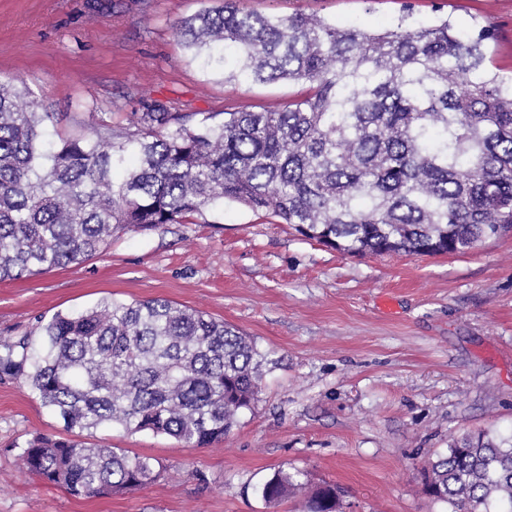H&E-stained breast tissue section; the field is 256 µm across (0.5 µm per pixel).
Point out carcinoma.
<instances>
[{"label":"carcinoma","mask_w":512,"mask_h":512,"mask_svg":"<svg viewBox=\"0 0 512 512\" xmlns=\"http://www.w3.org/2000/svg\"><path fill=\"white\" fill-rule=\"evenodd\" d=\"M239 0L184 19L186 47L233 51L241 76L306 91L280 110L133 113L122 141L45 132L55 114L0 80V282L79 263L112 235L183 224L226 200L347 254L465 253L512 231V74L494 31L406 9L380 30L317 15L246 12ZM262 354L237 328L166 299L103 300L0 341V377L19 379L67 433L102 425L186 447L224 440L260 392ZM24 468L75 497L124 493L159 476L122 448L37 434ZM448 512H512V434L454 440L423 469ZM304 491L306 512H337L332 485L275 471L268 505Z\"/></svg>","instance_id":"cac0c4a2"}]
</instances>
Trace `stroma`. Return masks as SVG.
<instances>
[{"mask_svg":"<svg viewBox=\"0 0 512 512\" xmlns=\"http://www.w3.org/2000/svg\"><path fill=\"white\" fill-rule=\"evenodd\" d=\"M412 3L428 22L494 28L512 73V0H240L241 9L317 14L369 30ZM219 0H0V79L24 82L86 135L126 127L143 103L174 112L278 110L304 87L229 79L179 41L182 19ZM166 299L233 325L263 353L262 391L224 441L183 446L109 427L83 441L159 461L149 485L75 498L16 462L33 434L62 424L23 382L0 378V512H297L268 506L275 470L342 488L340 512H448L422 469L453 439L512 433V234L464 254L355 256L228 202L198 224L115 234L99 255L0 283V340L104 299Z\"/></svg>","mask_w":512,"mask_h":512,"instance_id":"1","label":"stroma"}]
</instances>
